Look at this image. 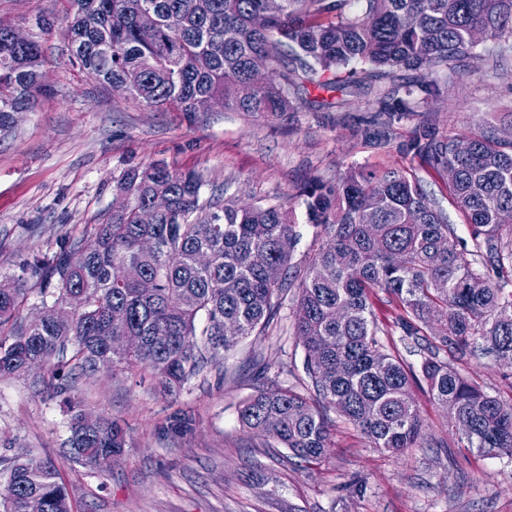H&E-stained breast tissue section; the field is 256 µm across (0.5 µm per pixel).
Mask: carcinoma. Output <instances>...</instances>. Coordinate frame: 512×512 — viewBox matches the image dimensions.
Segmentation results:
<instances>
[{
    "mask_svg": "<svg viewBox=\"0 0 512 512\" xmlns=\"http://www.w3.org/2000/svg\"><path fill=\"white\" fill-rule=\"evenodd\" d=\"M361 2L352 12L349 0H276L272 8L267 0H69L68 36L75 65L103 86L124 85L148 107L190 117L210 112L215 100L247 116L300 112L310 85L352 87L342 79L352 65L380 79L415 72L401 92L381 91L367 102L375 125L440 99V75L458 58L477 56L479 46L512 51V0ZM88 10L99 15L95 30L84 25ZM145 10L156 18L151 30L139 24ZM260 12L264 24L257 26ZM258 63L271 74L260 86L252 79ZM41 66L36 42L16 45L0 31L1 129L45 92ZM405 149L441 176L454 171L448 201L464 216L474 250L457 249L445 210L419 181L395 170L351 169L334 183L299 189L316 245L302 267L291 263L299 233L286 205L240 207L203 196L194 172L132 166L116 184L127 197L123 210L90 239L27 264L52 289L53 302L38 319L16 324L22 289L0 281V328L10 326L0 335V377L38 363L42 381L62 392L65 369L93 373L105 362L147 368L170 392L221 364L242 339L262 334L296 287L295 330L312 394L257 376L239 419L267 447L306 463L326 458L332 409L376 448H416L423 421L412 386L423 381L467 447L512 459V400L486 393L448 361L481 351L512 368V291L492 280L512 269V141L491 124L471 135H441L423 120ZM157 193L169 196L168 210L153 224L139 223L140 209ZM128 265L155 288L147 293L126 279ZM272 265L282 280L267 279ZM376 288L395 302L403 335L423 343L420 379L377 339L382 328L370 302ZM436 324L442 331L430 340L425 330ZM125 336L139 345L125 348ZM193 426L181 414L167 430L184 435ZM68 445L95 467L102 454L120 458L125 431L106 416L87 427L79 411ZM0 465L8 474L0 512H26L32 496L44 512H73L52 461L1 457Z\"/></svg>",
    "mask_w": 512,
    "mask_h": 512,
    "instance_id": "obj_1",
    "label": "carcinoma"
}]
</instances>
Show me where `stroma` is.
I'll list each match as a JSON object with an SVG mask.
<instances>
[{
  "mask_svg": "<svg viewBox=\"0 0 512 512\" xmlns=\"http://www.w3.org/2000/svg\"><path fill=\"white\" fill-rule=\"evenodd\" d=\"M67 0H0V22L37 42L48 91L0 131V278L23 290L20 321L42 306L39 283L25 271L33 256L50 257L93 232L112 211L115 184L131 166L162 163L198 172L240 204L282 203L301 238L292 261L312 257L300 187L333 182L353 168H393L418 177L447 204L444 179L404 143L421 120L415 112L366 132L365 100L315 90L313 105L279 119L212 112L190 118L147 107L89 81L71 61ZM445 93L431 103L442 134L477 132L484 121L512 124V55L489 66L464 58L445 75ZM342 103L321 108L320 100ZM286 300L265 335L243 339L224 365L179 391H159L150 370L121 366L80 376L67 394L40 384L39 371L0 378V457L52 460L75 512H512V459L466 447L448 430L446 410L426 388L413 397L427 445L392 454L373 447L354 425L332 415L334 447L306 464L273 455L262 436L243 428L238 408L259 372L299 388L303 348ZM492 395L512 398V369L493 355L457 362ZM119 420L127 431L121 459L107 468L77 461L68 444V403ZM192 415L191 434L166 426Z\"/></svg>",
  "mask_w": 512,
  "mask_h": 512,
  "instance_id": "1",
  "label": "stroma"
}]
</instances>
